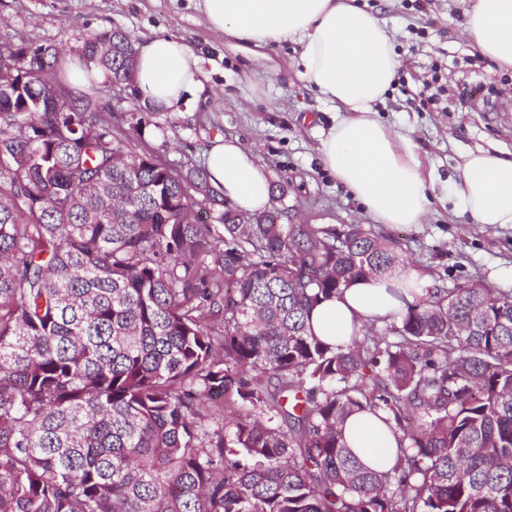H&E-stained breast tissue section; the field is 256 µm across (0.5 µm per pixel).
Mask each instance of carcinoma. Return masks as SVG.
Here are the masks:
<instances>
[{
  "label": "carcinoma",
  "mask_w": 512,
  "mask_h": 512,
  "mask_svg": "<svg viewBox=\"0 0 512 512\" xmlns=\"http://www.w3.org/2000/svg\"><path fill=\"white\" fill-rule=\"evenodd\" d=\"M109 83L123 29L80 35ZM0 512H512V296L405 298L359 224L192 218L183 176L0 43ZM404 304L344 346L311 311L356 279ZM398 435L385 472L342 426Z\"/></svg>",
  "instance_id": "1"
}]
</instances>
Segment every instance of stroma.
Returning a JSON list of instances; mask_svg holds the SVG:
<instances>
[{
	"label": "stroma",
	"mask_w": 512,
	"mask_h": 512,
	"mask_svg": "<svg viewBox=\"0 0 512 512\" xmlns=\"http://www.w3.org/2000/svg\"><path fill=\"white\" fill-rule=\"evenodd\" d=\"M384 22L402 65L377 110L413 143L436 199L422 223L385 226L323 166L320 142L336 114L299 78L298 45L272 41L257 55L207 25L192 0H0V40L32 49L60 46L56 82L81 58L80 32L122 28L182 39L202 58L205 91L183 112L144 105L131 89L89 82L115 135L185 171L204 170L216 137H235L265 165L269 205L285 224H359L395 241L429 288L472 283L512 294V225L473 224L453 212L450 189L462 154L497 145L512 151V74L462 35L461 0H356Z\"/></svg>",
	"instance_id": "stroma-1"
}]
</instances>
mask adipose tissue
I'll return each mask as SVG.
<instances>
[{"label":"adipose tissue","instance_id":"adipose-tissue-1","mask_svg":"<svg viewBox=\"0 0 512 512\" xmlns=\"http://www.w3.org/2000/svg\"><path fill=\"white\" fill-rule=\"evenodd\" d=\"M462 35L502 70H512V0H469ZM208 24L245 47L268 41L298 44L299 75L339 117L322 139L323 165L379 224H419L434 188L409 140L376 116L400 61L393 34L350 0H197ZM206 81L201 57L181 39L157 35L137 44L132 90L142 102L180 111ZM210 182L242 209L263 211L269 175L238 139L217 138L206 158ZM451 189L454 209L475 224L512 225V156L498 149L468 153ZM394 306L385 284L357 280L317 305L310 323L325 341L345 344L363 322ZM350 450L367 467L390 469L397 441L370 413L349 417L343 428Z\"/></svg>","mask_w":512,"mask_h":512}]
</instances>
